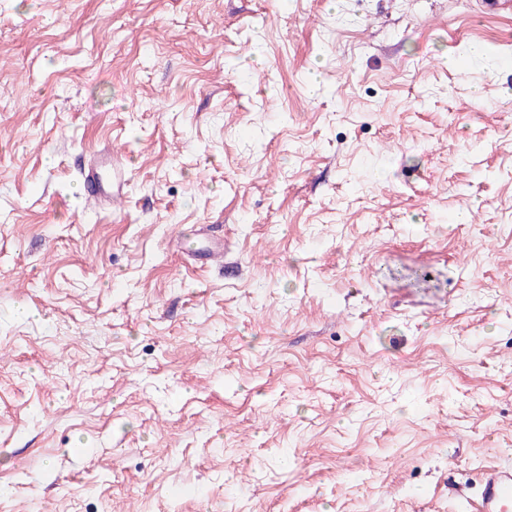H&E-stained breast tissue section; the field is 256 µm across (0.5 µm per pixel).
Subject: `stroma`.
Wrapping results in <instances>:
<instances>
[{
    "label": "stroma",
    "instance_id": "stroma-1",
    "mask_svg": "<svg viewBox=\"0 0 512 512\" xmlns=\"http://www.w3.org/2000/svg\"><path fill=\"white\" fill-rule=\"evenodd\" d=\"M507 56L480 0H0V512H469L512 465ZM125 174L123 159L113 154L112 149H104L94 156L84 173L86 199L96 204H111L112 198L124 192Z\"/></svg>",
    "mask_w": 512,
    "mask_h": 512
}]
</instances>
